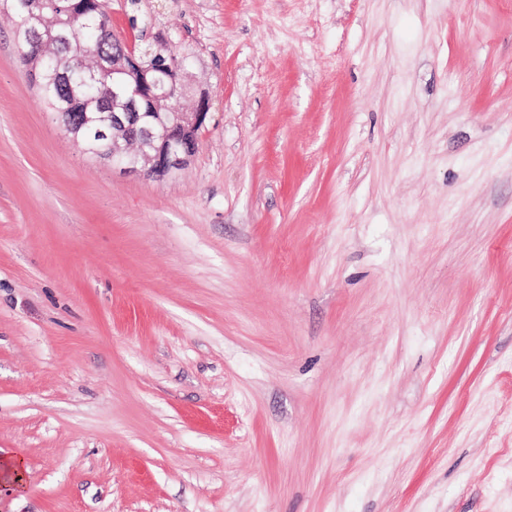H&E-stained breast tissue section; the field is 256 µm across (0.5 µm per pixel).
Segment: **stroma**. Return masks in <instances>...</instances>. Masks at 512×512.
<instances>
[{"mask_svg":"<svg viewBox=\"0 0 512 512\" xmlns=\"http://www.w3.org/2000/svg\"><path fill=\"white\" fill-rule=\"evenodd\" d=\"M189 163L90 157L0 15V512H512V0H105Z\"/></svg>","mask_w":512,"mask_h":512,"instance_id":"obj_1","label":"stroma"}]
</instances>
